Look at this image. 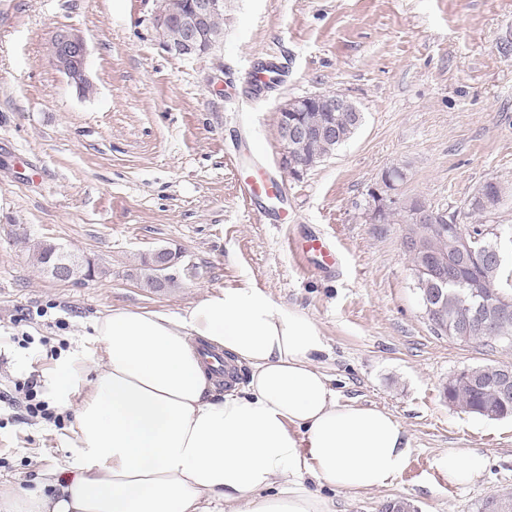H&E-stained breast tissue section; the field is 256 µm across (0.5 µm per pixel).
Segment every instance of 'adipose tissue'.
I'll list each match as a JSON object with an SVG mask.
<instances>
[{
  "label": "adipose tissue",
  "instance_id": "adipose-tissue-1",
  "mask_svg": "<svg viewBox=\"0 0 512 512\" xmlns=\"http://www.w3.org/2000/svg\"><path fill=\"white\" fill-rule=\"evenodd\" d=\"M88 370L58 364L49 388L74 408L66 468L0 512H331L313 484L383 488L412 448L391 413L339 401L316 364L318 325L255 288L212 290L180 312L115 308ZM249 370L218 390L201 347ZM92 379H85V372Z\"/></svg>",
  "mask_w": 512,
  "mask_h": 512
}]
</instances>
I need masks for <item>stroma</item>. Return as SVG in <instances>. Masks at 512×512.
I'll return each instance as SVG.
<instances>
[{
  "label": "stroma",
  "instance_id": "35a3bbf8",
  "mask_svg": "<svg viewBox=\"0 0 512 512\" xmlns=\"http://www.w3.org/2000/svg\"><path fill=\"white\" fill-rule=\"evenodd\" d=\"M157 0H0V492L37 488L65 466L69 431L13 402L20 373L48 380L56 360L17 347L27 333L64 341L61 358L93 356L91 322L114 308L179 312L204 293L252 287L319 326V358L340 400L396 416L408 467L358 494L321 488L333 512H379L404 498L419 512H480L512 494V419L449 406L443 385L466 366L512 361V348L458 343L424 311L403 226L369 219V191L403 170L400 200L466 211L482 184H501L496 210L474 224L512 225V0H224V37L208 54L167 52ZM67 28L89 50L81 92L53 64ZM277 65L255 102L252 76ZM341 93L364 119L331 155L292 176L278 110ZM264 161L290 220L269 223L237 189V158ZM327 238L336 266L301 261L291 244ZM49 241L93 259L89 281L61 282L32 253ZM180 251L162 288L146 283L155 250ZM66 329H59V322ZM59 357V358H60ZM484 460L473 484H448L444 453Z\"/></svg>",
  "mask_w": 512,
  "mask_h": 512
}]
</instances>
